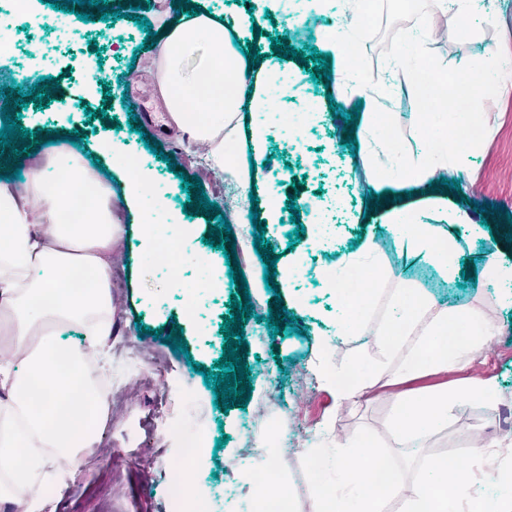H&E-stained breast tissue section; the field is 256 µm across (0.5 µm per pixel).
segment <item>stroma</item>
I'll return each mask as SVG.
<instances>
[{"instance_id":"35a3bbf8","label":"stroma","mask_w":512,"mask_h":512,"mask_svg":"<svg viewBox=\"0 0 512 512\" xmlns=\"http://www.w3.org/2000/svg\"><path fill=\"white\" fill-rule=\"evenodd\" d=\"M403 0H386L372 28L359 33L362 54L355 65L360 74L390 75L391 83L384 109L407 119L417 109L415 95L403 92L402 72L391 64V53L398 37L408 29ZM493 23L468 11L444 15V25L453 35L450 45H432L430 54L448 75L464 67L484 63L491 51L512 53V0H493ZM329 15L316 16L313 23L297 24L289 13L276 12L273 22L264 23L262 36L244 31L246 40L267 44L268 33L288 37L296 49L321 46ZM0 32L7 37L8 48L0 52V87L28 88L44 77L60 80L57 100L45 108L26 107L21 122L30 130L56 129L68 132L85 130L81 147L87 153L100 152L103 141H112L126 153L138 155L143 169L154 180L165 210L160 220L170 237L179 241V261L183 269L181 284L170 283L154 260L150 249L157 243L146 232L141 220L132 219L120 209L122 238L112 267V334L107 349L112 382V403L106 431L100 434L85 454L80 469L71 475H59L47 469L40 480L50 490L36 512H173L167 487V464L178 449L180 439L205 435L206 447L196 468L195 492L210 502L213 512H242L237 500L225 497L222 474L231 463L240 469L251 466L241 458L242 435L252 409L267 391L270 378L281 386L280 403L271 407L269 427L294 437L299 448L316 442L354 436L367 427L381 435L389 446L403 450L404 442L396 432V402L388 380L399 373L412 354L413 341L386 351L373 343L370 329L383 324L392 312L396 292L405 279L416 280L421 287L438 296L448 308H466L483 317L492 329L484 350L476 353L462 368L421 379L424 387L441 384L467 385L476 381L494 386L490 400L465 399L454 404L448 418L428 431L420 441L421 452H441L469 446L483 450L488 430L512 428V288H503L485 280L458 287L427 261L406 254L376 224L359 226L357 216L365 208V191L358 172L350 166L351 155L343 146L342 119L317 120L313 129L293 138L287 121L265 126L264 153L271 161L255 191L259 207L273 204L281 223L267 225L264 237L278 257L275 280L279 293L250 288L254 319L244 326L249 354L252 396L247 409L232 407L222 413L215 396L202 375L191 369L192 363L209 368L222 355L223 317L228 314L231 284L222 251L204 245L208 231L206 216H185L179 177L169 173L166 162L157 160L138 133L126 129L130 107L139 96H155L154 77L146 55L136 49L146 34L136 22L115 25L98 20L83 22L69 14L58 13L50 31L44 32L45 60L40 72L26 68L30 45L19 35L9 16L0 17ZM101 45V54L91 53L90 42ZM101 63L94 77L77 65L78 60ZM106 110L108 117L123 122V129L102 127L100 119H87L86 109ZM479 119L484 135L468 164L466 198L477 203L490 202L512 212V84L502 85L495 93L483 96ZM153 138L174 157L177 170L201 179L210 201L223 203L234 190L223 172L206 168L200 147L185 143L182 137L156 129ZM303 179L300 200L314 191L339 194L345 207L338 216L328 242H317L315 225H307L297 245H290L293 232L290 212L285 205L295 179ZM506 224L495 217L489 225L460 227L462 260H473L482 267L489 254V238L501 234ZM374 237L386 269L378 284L368 313L365 330L331 341L327 351H319L317 333L321 325L336 316V298L322 284L324 269L355 247L359 235ZM202 281L206 287L190 293V284ZM282 296L288 315L298 317L299 334L285 332L270 335L262 318L275 296ZM153 329L171 330L180 325L189 346L188 354L172 352L168 345L152 336H139L137 324ZM137 340L153 344L161 355L158 365L150 366L129 355L126 343ZM279 355H272V346ZM327 355L337 369H347L363 361L377 372L372 387L345 402H337L335 390L316 373L319 355ZM224 446H217V439ZM281 481L288 484L292 512H315L314 500L301 467L300 456L280 462Z\"/></svg>"}]
</instances>
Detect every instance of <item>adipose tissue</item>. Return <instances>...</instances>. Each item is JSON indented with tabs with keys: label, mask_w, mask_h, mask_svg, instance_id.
Segmentation results:
<instances>
[{
	"label": "adipose tissue",
	"mask_w": 512,
	"mask_h": 512,
	"mask_svg": "<svg viewBox=\"0 0 512 512\" xmlns=\"http://www.w3.org/2000/svg\"><path fill=\"white\" fill-rule=\"evenodd\" d=\"M461 3L434 0V9L419 11L412 31L394 47L392 63L407 69L419 103L407 118V131H398L395 116L381 111L383 95L374 78L347 77L350 98L362 103L355 136L363 182L374 193L468 177L463 134L476 128L480 91L492 78L443 76L427 56L429 45L451 42L440 17L459 10ZM362 6L363 0H336V29L324 43L333 59L345 60L363 19ZM261 19L258 12L224 23L206 11L183 14L150 50L156 90L171 123L190 143L203 147L212 168L244 192L251 188V162L264 158L265 130L258 123L242 128V113L260 111L276 118L288 94L275 71L247 76V60L233 41ZM245 130L250 133L246 149L241 146ZM89 190L94 199L81 222L62 223L70 202ZM118 197L126 207L146 213L151 236H163L165 226L155 220L162 202L144 170L117 193L83 158L56 150L46 162L26 168L21 188L0 183V334L9 339L8 356L0 359V471L16 485H32L48 465L64 463L68 474L78 469L84 450L108 422L105 397L88 378L87 357L102 355L112 334V259L122 233L114 211ZM375 219L406 253L427 258L448 278L459 274L460 246L453 230L471 223L465 209L440 197L406 198L386 204ZM79 268L93 274L81 292L70 286ZM335 274L340 309L320 331L322 345L363 325L371 304L369 288L385 274L374 239L345 254ZM396 303L397 312L371 336L387 350L409 337L420 339L391 381L403 440L412 445L447 417L456 401L494 397V388L482 384L409 386L412 380L460 367L485 347L491 331L479 315L437 308L435 299L411 281L400 288ZM48 324L58 333L79 331L85 346L64 355L54 345H36L34 336Z\"/></svg>",
	"instance_id": "adipose-tissue-1"
}]
</instances>
